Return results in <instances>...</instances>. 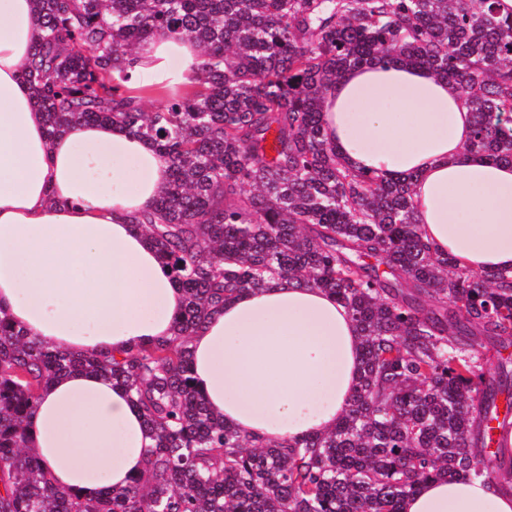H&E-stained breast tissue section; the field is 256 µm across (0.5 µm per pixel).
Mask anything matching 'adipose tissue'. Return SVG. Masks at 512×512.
Returning <instances> with one entry per match:
<instances>
[{"label":"adipose tissue","instance_id":"1","mask_svg":"<svg viewBox=\"0 0 512 512\" xmlns=\"http://www.w3.org/2000/svg\"><path fill=\"white\" fill-rule=\"evenodd\" d=\"M32 0H0V311L50 348L122 357L172 335L184 296L133 225L170 161L128 130L79 124L47 139L23 71ZM195 44L166 33L138 47L147 85L187 83ZM323 132L358 172L412 177L425 241L474 273L512 270V163L466 152L460 91L405 63L348 70L326 93ZM208 407L251 438L303 439L346 414L360 336L334 295L296 284L229 296L190 338ZM27 441L56 487L95 497L145 473L151 439L125 390L73 372L41 392ZM403 512H512L502 481L435 478Z\"/></svg>","mask_w":512,"mask_h":512}]
</instances>
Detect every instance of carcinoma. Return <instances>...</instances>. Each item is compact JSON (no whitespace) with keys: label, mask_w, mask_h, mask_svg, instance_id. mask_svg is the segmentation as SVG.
<instances>
[{"label":"carcinoma","mask_w":512,"mask_h":512,"mask_svg":"<svg viewBox=\"0 0 512 512\" xmlns=\"http://www.w3.org/2000/svg\"><path fill=\"white\" fill-rule=\"evenodd\" d=\"M34 3L25 76L47 136L112 123L170 159L136 228L185 306L174 335L120 359L50 349L0 315V512H401L430 478L512 484L490 448L494 425L512 424V361L488 375L475 350L477 336L512 345V271L432 253L412 182L344 167L321 119L345 71L403 61L465 93L468 151L512 162V16L498 0ZM161 32L200 52L179 94L128 86L136 48ZM150 98L162 104L147 112ZM273 280L333 294L363 361L334 429L263 444L210 412L187 338L226 296ZM72 370L123 387L152 440L146 475L93 499L57 488L27 446L41 391Z\"/></svg>","instance_id":"obj_1"}]
</instances>
